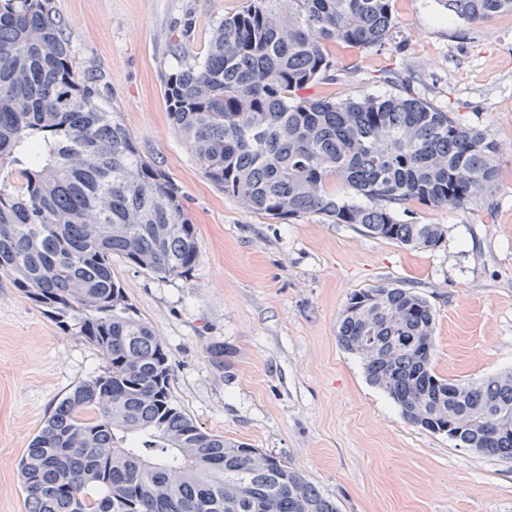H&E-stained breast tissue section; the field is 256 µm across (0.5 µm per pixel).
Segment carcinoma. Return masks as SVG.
<instances>
[{
    "mask_svg": "<svg viewBox=\"0 0 512 512\" xmlns=\"http://www.w3.org/2000/svg\"><path fill=\"white\" fill-rule=\"evenodd\" d=\"M391 2L248 0L214 26L204 56H178L164 80L168 112L224 195L274 219L319 214L420 249L445 229L402 219L401 206L490 201L497 144L412 92L409 78L383 76L397 87L384 95H300L331 77L327 44L395 42ZM447 4L468 22L512 13V0ZM100 81L76 78L53 0H0V171L16 177L0 180V272L103 361L22 458L29 512H338L281 458L255 466L250 445L202 430L172 404L164 345L126 300L112 257L187 278L196 229L180 187L103 105ZM331 179L366 203L328 193ZM434 327L425 297L379 283L350 295L336 336L408 421L451 423L457 446L512 459V372L438 377Z\"/></svg>",
    "mask_w": 512,
    "mask_h": 512,
    "instance_id": "carcinoma-1",
    "label": "carcinoma"
}]
</instances>
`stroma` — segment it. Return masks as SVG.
<instances>
[{
	"label": "stroma",
	"instance_id": "35a3bbf8",
	"mask_svg": "<svg viewBox=\"0 0 512 512\" xmlns=\"http://www.w3.org/2000/svg\"><path fill=\"white\" fill-rule=\"evenodd\" d=\"M54 3L79 71L102 74L107 106L181 188L195 224L189 278L162 280L112 259L128 302L165 347L172 403L204 431L282 457L339 512H512V460L410 423L336 338L350 294L389 282L432 304L438 376L512 371V13L471 23L450 17L446 0H392L395 43L327 47L334 77L312 95L384 94L380 77L395 70L499 145L492 205L408 204V220L446 230L437 247L417 249L318 214L250 211L205 177L171 125L163 79L174 46L204 55L213 27L246 0ZM214 343L225 351L220 369ZM101 364L0 274V512H28L19 462Z\"/></svg>",
	"mask_w": 512,
	"mask_h": 512
}]
</instances>
